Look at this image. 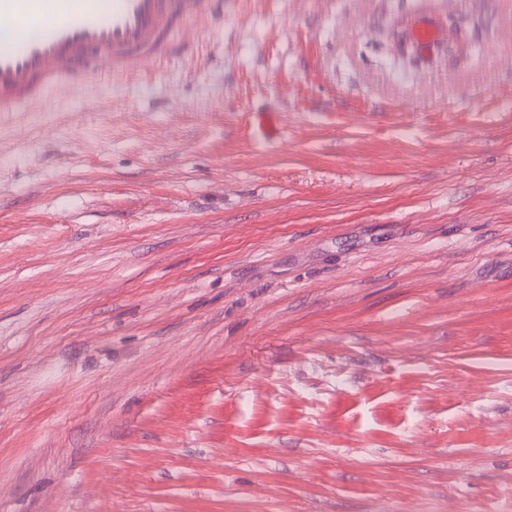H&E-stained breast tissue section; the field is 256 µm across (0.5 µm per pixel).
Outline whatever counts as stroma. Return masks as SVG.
I'll list each match as a JSON object with an SVG mask.
<instances>
[{"mask_svg":"<svg viewBox=\"0 0 512 512\" xmlns=\"http://www.w3.org/2000/svg\"><path fill=\"white\" fill-rule=\"evenodd\" d=\"M179 37L0 114V512H512V0Z\"/></svg>","mask_w":512,"mask_h":512,"instance_id":"stroma-1","label":"stroma"}]
</instances>
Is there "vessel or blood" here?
<instances>
[{
    "label": "vessel or blood",
    "instance_id": "obj_1",
    "mask_svg": "<svg viewBox=\"0 0 512 512\" xmlns=\"http://www.w3.org/2000/svg\"><path fill=\"white\" fill-rule=\"evenodd\" d=\"M206 0H0V113L96 75L132 74L171 55Z\"/></svg>",
    "mask_w": 512,
    "mask_h": 512
}]
</instances>
